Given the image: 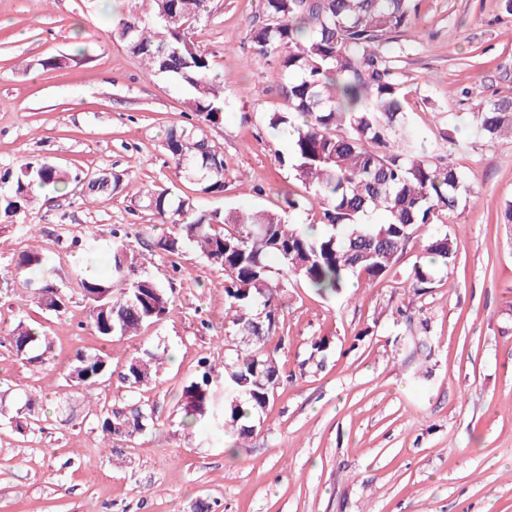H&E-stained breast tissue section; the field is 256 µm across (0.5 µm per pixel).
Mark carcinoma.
Wrapping results in <instances>:
<instances>
[{
    "label": "carcinoma",
    "mask_w": 512,
    "mask_h": 512,
    "mask_svg": "<svg viewBox=\"0 0 512 512\" xmlns=\"http://www.w3.org/2000/svg\"><path fill=\"white\" fill-rule=\"evenodd\" d=\"M113 17L112 36L148 68L191 91L188 105L204 122L223 120L224 84L210 64L209 53L193 32L165 28L161 10L191 8L206 17V0H139ZM417 14L416 0H264L263 17L248 39L256 54L274 58L272 82L284 109L268 116V126L287 139L290 167L305 189L304 199L320 207L319 224H285L275 212L202 213L187 199L165 190L147 192L148 206L164 223L180 225V234L157 241L160 252L175 256L188 242L206 260L224 271V294L235 310L240 330L253 347L236 351L224 364V427L245 437L252 422L274 397L278 385L275 359L266 352L278 307L271 284V263L285 276L303 280L321 296H336L356 276L368 283L382 277L414 238L418 229L440 214L454 211L466 192L457 167L434 159L432 140L413 125L405 109L396 34ZM477 131L491 142L512 133V101L497 99L473 116ZM196 129L171 133L167 151L176 167L198 177L204 193L224 192V157L199 150ZM67 171L50 162L0 172V219L27 210L35 188L64 186ZM383 221H373L376 214ZM217 224L233 230L219 231ZM431 264L455 262L457 247L448 233L423 246ZM112 278L76 274L77 285L94 307L90 326L98 338L126 336L157 324L171 313L165 288L138 273L127 236L112 239ZM47 272L42 253L19 255L17 273ZM11 346L29 362L44 364L50 349L44 331L19 321ZM161 357L145 353L126 365L123 379L145 386L157 373ZM198 380L183 389L184 423L213 413L214 393L206 359ZM109 369L107 357L78 352L69 381L88 390ZM25 411L9 415L15 431L32 435L42 430ZM107 436L135 437L152 417L138 402L126 413L97 415Z\"/></svg>",
    "instance_id": "cac0c4a2"
}]
</instances>
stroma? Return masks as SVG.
I'll use <instances>...</instances> for the list:
<instances>
[{"label": "stroma", "instance_id": "1", "mask_svg": "<svg viewBox=\"0 0 512 512\" xmlns=\"http://www.w3.org/2000/svg\"><path fill=\"white\" fill-rule=\"evenodd\" d=\"M123 0H0V170L51 161L73 176L37 191L34 205L0 221V401L35 402L42 431L0 424V512H512V137L486 143L472 123L488 101L512 99V14L503 0H420L398 36L413 124L440 141L471 193L422 229L372 286L323 298L302 280H279L270 348L279 386L255 430L225 433L221 412L182 423V390L200 358L224 395V358L251 346L224 296V273L198 247L159 253V223L142 189L153 184L205 212L282 211L311 224L319 209H286L298 185L271 60L247 33L263 0H207L195 39L224 83L227 108L199 132L224 157V190L202 192L176 169L166 136L194 123L185 93L148 70L111 34ZM121 174L117 191L89 197L80 176ZM125 229L142 275L174 310L136 335L98 339L78 271L107 277L114 228ZM447 231L454 265L434 266L416 291L408 280L425 240ZM39 246L65 311L39 308L16 271ZM43 329L48 365L18 357V321ZM101 352L110 374L85 391L66 378L77 351ZM164 352L155 380H124L130 358ZM137 399L154 425L103 440L88 410Z\"/></svg>", "mask_w": 512, "mask_h": 512}]
</instances>
